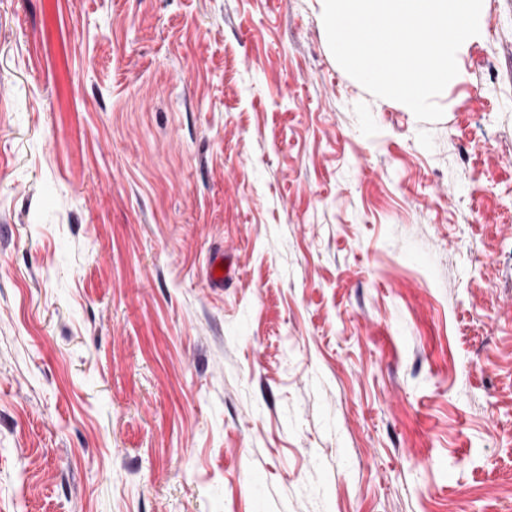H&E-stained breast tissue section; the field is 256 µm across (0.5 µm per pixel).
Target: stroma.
<instances>
[{"label":"stroma","mask_w":512,"mask_h":512,"mask_svg":"<svg viewBox=\"0 0 512 512\" xmlns=\"http://www.w3.org/2000/svg\"><path fill=\"white\" fill-rule=\"evenodd\" d=\"M458 68L421 122L317 0H0V512H512V0ZM217 264H221L224 274L217 275ZM235 272L232 263H227L224 260V253L214 254L209 258L207 266V279L213 288H220L224 286V279H228Z\"/></svg>","instance_id":"1"}]
</instances>
